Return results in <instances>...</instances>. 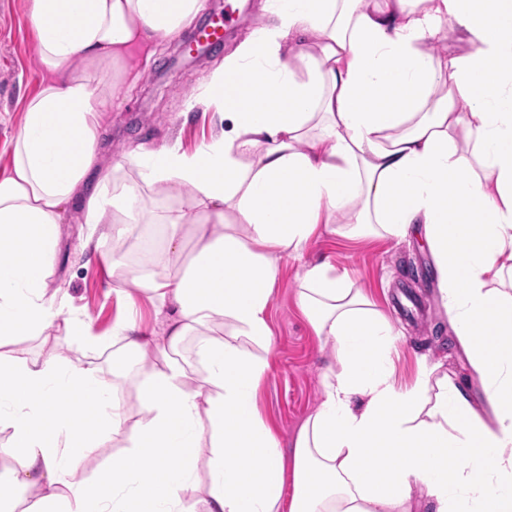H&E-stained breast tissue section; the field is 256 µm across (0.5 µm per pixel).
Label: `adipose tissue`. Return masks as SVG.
<instances>
[{
	"label": "adipose tissue",
	"mask_w": 512,
	"mask_h": 512,
	"mask_svg": "<svg viewBox=\"0 0 512 512\" xmlns=\"http://www.w3.org/2000/svg\"><path fill=\"white\" fill-rule=\"evenodd\" d=\"M203 0H31L45 71L25 105L0 175V512L19 492L34 512H512V0H266L252 29L199 94L226 128L194 150L137 148L100 165V133L156 46ZM460 43L441 57L432 43ZM466 109H459L458 99ZM185 196L149 209L148 190ZM122 243L134 224L161 227L150 271L112 256L166 312L162 333L124 317L112 327L128 362L105 373L88 317L47 293L46 272L69 202ZM406 238L422 225L454 334L488 396L424 369L397 388V332L326 262L301 276L298 305L331 341L337 369L299 429L293 461L263 421L268 307L286 257L319 225ZM62 322L83 363L6 351ZM199 337L207 375L191 384L164 360L139 385L128 424L116 381L146 347ZM92 481L76 473L121 435ZM208 480L197 482L202 449Z\"/></svg>",
	"instance_id": "1"
}]
</instances>
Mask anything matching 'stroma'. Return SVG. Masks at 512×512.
I'll return each mask as SVG.
<instances>
[{
	"mask_svg": "<svg viewBox=\"0 0 512 512\" xmlns=\"http://www.w3.org/2000/svg\"><path fill=\"white\" fill-rule=\"evenodd\" d=\"M263 5L264 0H204L192 29H199L211 15L228 13L230 36L196 59L181 54L183 37L161 46L122 107L112 113L102 167L140 145L177 140L190 150L221 133L224 125L215 110L190 106L189 100L262 19ZM41 79L28 0H0V173L11 164V142L23 123V104L39 90ZM94 234L82 209L71 205L46 278L48 291L66 298L71 311L88 316L104 344H111L112 325L128 306L134 307L143 329L156 328L159 317L147 296L132 282L106 273L104 259L111 256L113 243L92 245L89 239ZM323 261L347 274L400 331L394 358L397 385L411 386L425 361L434 365L435 377L449 376L473 403L485 406L480 380L437 297L434 263L422 233L398 241L372 235L348 238L321 228L302 258L283 260L268 311L271 345L253 349L269 364L258 392L259 412L283 450H290L298 429L320 404L323 375L336 364L331 345L316 336L297 305L304 266Z\"/></svg>",
	"mask_w": 512,
	"mask_h": 512,
	"instance_id": "1",
	"label": "stroma"
}]
</instances>
